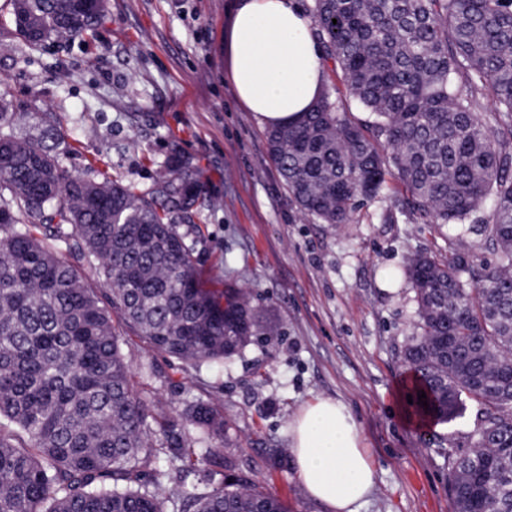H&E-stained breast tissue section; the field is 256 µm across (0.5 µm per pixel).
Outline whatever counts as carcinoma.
Wrapping results in <instances>:
<instances>
[{
  "instance_id": "cac0c4a2",
  "label": "carcinoma",
  "mask_w": 512,
  "mask_h": 512,
  "mask_svg": "<svg viewBox=\"0 0 512 512\" xmlns=\"http://www.w3.org/2000/svg\"><path fill=\"white\" fill-rule=\"evenodd\" d=\"M309 12L337 81L267 131L269 155L323 224L354 223L388 176L409 218L458 239L479 224L487 269L460 252L407 258L417 323L401 358L417 414L444 423L478 407L476 446L448 450L453 512H512V0H311ZM12 15L25 46L64 47L95 36L106 8L12 0ZM41 122L40 137L19 134L0 94V512H285L231 455L224 482L205 472L185 489L196 448L183 422L225 442L232 424L203 401L168 416L122 353L137 336L220 367L267 335L250 293L202 280L200 218L216 204L203 171L174 144L144 188L100 156L87 180L44 145L61 140L52 114ZM450 336L459 369L438 351Z\"/></svg>"
}]
</instances>
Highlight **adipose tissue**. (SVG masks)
I'll return each mask as SVG.
<instances>
[{"label": "adipose tissue", "mask_w": 512, "mask_h": 512, "mask_svg": "<svg viewBox=\"0 0 512 512\" xmlns=\"http://www.w3.org/2000/svg\"><path fill=\"white\" fill-rule=\"evenodd\" d=\"M224 65L242 106L261 126L296 122L326 82L322 51L297 0H234L224 20ZM295 473L308 498L329 512H356L378 471L347 407L316 398L292 416Z\"/></svg>", "instance_id": "1"}]
</instances>
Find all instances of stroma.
<instances>
[{"label": "stroma", "mask_w": 512, "mask_h": 512, "mask_svg": "<svg viewBox=\"0 0 512 512\" xmlns=\"http://www.w3.org/2000/svg\"><path fill=\"white\" fill-rule=\"evenodd\" d=\"M230 0H107L91 43L37 50L0 48V78L21 128L41 130L53 113L57 151L72 173L105 157L111 174L138 186L171 142L196 158L205 189L201 267L250 292L270 336L221 368L185 370L127 337L136 381L171 416L204 400L237 427L241 472L278 497L287 512H326L305 496L288 453V422L317 397L342 401L359 424L379 474L359 512H452L445 454L476 441L478 407L427 428L404 426L396 390L406 374L400 350L415 327L414 292L400 272L409 254L448 258L449 226L409 220L388 180L379 196L341 226L305 217L272 163L266 130L236 101L224 77V13ZM389 223H381L383 213ZM283 449L281 460L270 449Z\"/></svg>", "instance_id": "obj_1"}]
</instances>
